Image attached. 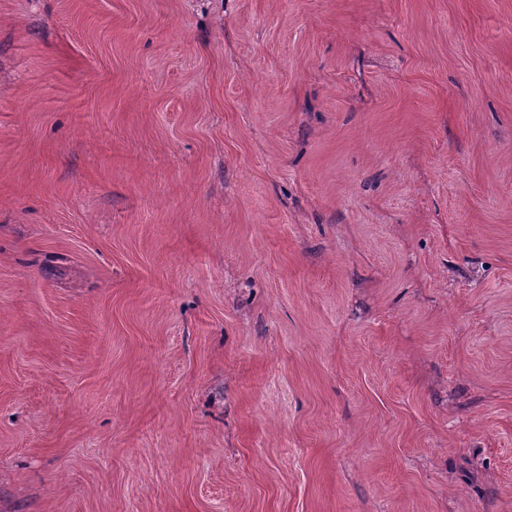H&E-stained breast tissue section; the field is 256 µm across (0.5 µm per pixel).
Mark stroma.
<instances>
[{
  "label": "stroma",
  "instance_id": "35a3bbf8",
  "mask_svg": "<svg viewBox=\"0 0 512 512\" xmlns=\"http://www.w3.org/2000/svg\"><path fill=\"white\" fill-rule=\"evenodd\" d=\"M0 512H512V0H0Z\"/></svg>",
  "mask_w": 512,
  "mask_h": 512
}]
</instances>
